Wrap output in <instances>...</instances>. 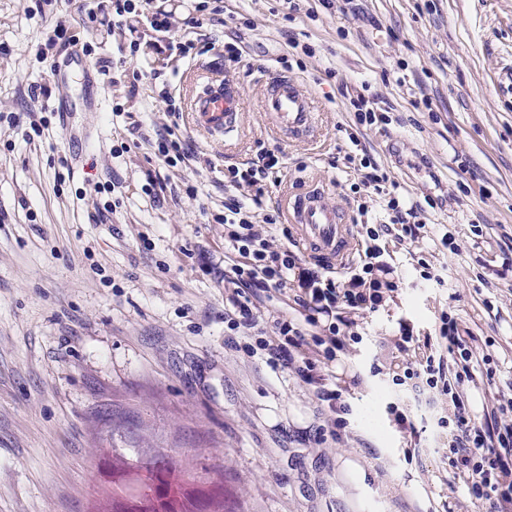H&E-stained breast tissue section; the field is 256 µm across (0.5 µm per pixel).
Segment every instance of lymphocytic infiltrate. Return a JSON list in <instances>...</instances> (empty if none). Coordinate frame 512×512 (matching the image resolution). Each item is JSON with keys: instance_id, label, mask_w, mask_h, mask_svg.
<instances>
[{"instance_id": "obj_1", "label": "lymphocytic infiltrate", "mask_w": 512, "mask_h": 512, "mask_svg": "<svg viewBox=\"0 0 512 512\" xmlns=\"http://www.w3.org/2000/svg\"><path fill=\"white\" fill-rule=\"evenodd\" d=\"M170 123L157 140L158 157L167 165L191 158L180 133L181 107L167 96ZM279 151L260 148L246 168L224 171V321L236 345L240 330L253 333L249 354L263 353L272 368L289 371L310 386L326 417L319 437L342 442L353 429L348 416V387L360 376L343 382L334 371L337 355L361 337L353 332L355 319L375 313L386 293L397 291L392 267L381 263L378 241L394 235L398 241L418 242L422 226L417 206H403L390 197L388 223L372 227L361 223L365 259L344 281L306 266L287 247L275 245L259 230V223L276 224L279 211H264L268 183L281 172ZM474 352L465 330L448 313L439 316L438 336L416 360L402 363L395 385L419 397L439 394L448 399V412L440 417L448 428V467L471 500L486 512H512V422L501 410L476 419L461 398L465 383L474 379Z\"/></svg>"}]
</instances>
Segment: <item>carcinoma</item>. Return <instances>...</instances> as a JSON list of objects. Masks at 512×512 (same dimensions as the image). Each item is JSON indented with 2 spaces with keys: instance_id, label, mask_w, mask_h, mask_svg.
<instances>
[{
  "instance_id": "1",
  "label": "carcinoma",
  "mask_w": 512,
  "mask_h": 512,
  "mask_svg": "<svg viewBox=\"0 0 512 512\" xmlns=\"http://www.w3.org/2000/svg\"><path fill=\"white\" fill-rule=\"evenodd\" d=\"M123 476L133 483L129 498L138 503V512H224V502L205 497L198 483L176 475L162 454L145 466L126 464Z\"/></svg>"
}]
</instances>
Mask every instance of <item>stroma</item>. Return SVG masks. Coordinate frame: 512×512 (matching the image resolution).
<instances>
[{"label": "stroma", "mask_w": 512, "mask_h": 512, "mask_svg": "<svg viewBox=\"0 0 512 512\" xmlns=\"http://www.w3.org/2000/svg\"><path fill=\"white\" fill-rule=\"evenodd\" d=\"M148 8L171 11L172 37L192 30L210 51L178 59L150 30L125 51L96 17L110 0H59L53 15L0 0V512H106L113 462L156 453L180 477L223 488L234 512H482L450 481L442 403L400 396L392 366L405 357L400 326L431 336L445 311L495 371L464 387L465 404L480 416L512 401V271L500 252L512 237V0H304L292 22L285 0H224L220 15L190 0ZM57 14L103 97L65 125L41 92L55 85L56 59L40 47ZM289 31L313 50L287 72L319 114L313 143L288 140L259 111L261 73L277 70ZM232 40L237 62L224 57ZM202 71L242 84V125L226 141L181 118L195 157L164 165L162 91L188 99ZM344 85L388 108V124L356 126ZM31 112L47 121L32 141L21 128ZM353 135L400 199L420 205L427 235L385 241L400 288L339 357L362 382L348 395L356 434L334 443L315 435L323 417L305 383L225 344L224 227L212 216L225 168L262 145L284 162L268 207L317 186L354 223ZM396 404L420 431L418 455L391 420Z\"/></svg>", "instance_id": "35a3bbf8"}]
</instances>
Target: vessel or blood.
<instances>
[{
	"label": "vessel or blood",
	"instance_id": "vessel-or-blood-1",
	"mask_svg": "<svg viewBox=\"0 0 512 512\" xmlns=\"http://www.w3.org/2000/svg\"><path fill=\"white\" fill-rule=\"evenodd\" d=\"M260 109L268 123L297 140L308 141L317 134V116L309 98L297 84L283 77L266 75ZM242 93L232 83H214L190 102L197 127L208 132L237 130L242 110ZM293 220L299 225L309 254L323 265L346 261L354 250L355 238L340 211L324 192L316 191L295 201Z\"/></svg>",
	"mask_w": 512,
	"mask_h": 512
}]
</instances>
